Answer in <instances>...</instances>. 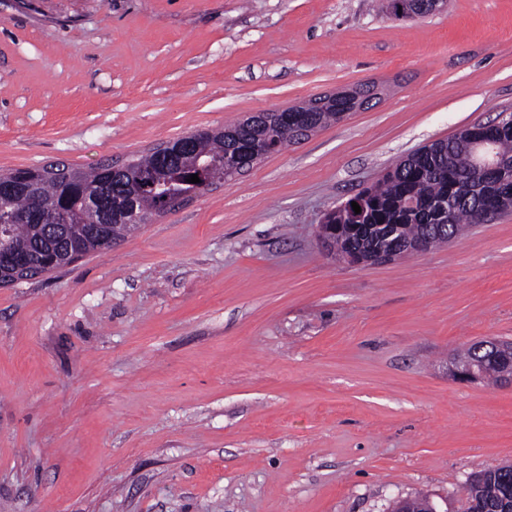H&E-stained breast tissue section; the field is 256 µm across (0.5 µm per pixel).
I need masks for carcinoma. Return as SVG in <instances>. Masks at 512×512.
Here are the masks:
<instances>
[{
    "instance_id": "1",
    "label": "carcinoma",
    "mask_w": 512,
    "mask_h": 512,
    "mask_svg": "<svg viewBox=\"0 0 512 512\" xmlns=\"http://www.w3.org/2000/svg\"><path fill=\"white\" fill-rule=\"evenodd\" d=\"M350 111L343 99L328 98L311 110L283 115L258 113L211 128L194 137L191 149L166 161L154 152L130 159L125 171L112 174L110 164L95 168L60 166L13 169L0 173V186L15 189L0 199V252L34 251L58 257L78 239L85 253L108 249L135 225L166 212L167 200L189 198L233 177L260 146L277 152L293 140L292 124L324 127L342 121ZM467 130L423 146L392 167L381 180L364 188L355 200L361 213L340 204L323 223L333 226L334 256L360 263L380 250L401 251L418 238L429 248L447 242L472 224H484L512 211V125L486 126L479 155L498 160L499 168L479 172L465 141ZM200 182L189 183L190 175ZM494 351L474 342L456 354L470 361L482 380L496 382L508 365L512 342ZM466 512H512V466L470 475L465 483Z\"/></svg>"
}]
</instances>
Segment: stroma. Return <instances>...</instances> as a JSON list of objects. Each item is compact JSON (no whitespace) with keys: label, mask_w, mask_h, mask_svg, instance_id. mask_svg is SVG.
Returning a JSON list of instances; mask_svg holds the SVG:
<instances>
[{"label":"stroma","mask_w":512,"mask_h":512,"mask_svg":"<svg viewBox=\"0 0 512 512\" xmlns=\"http://www.w3.org/2000/svg\"><path fill=\"white\" fill-rule=\"evenodd\" d=\"M376 85L368 108L0 287V512H461L512 464V212L355 265L325 213L401 157L512 113V0H0V172L90 167ZM505 350L498 349L496 354L490 348H481V341L471 343L466 349L458 352L454 357V361L468 360L478 372L480 380L497 382L501 378V373L508 365L512 352V342L501 341ZM478 375L468 364H454L453 376L462 381H473L478 379Z\"/></svg>","instance_id":"stroma-1"}]
</instances>
